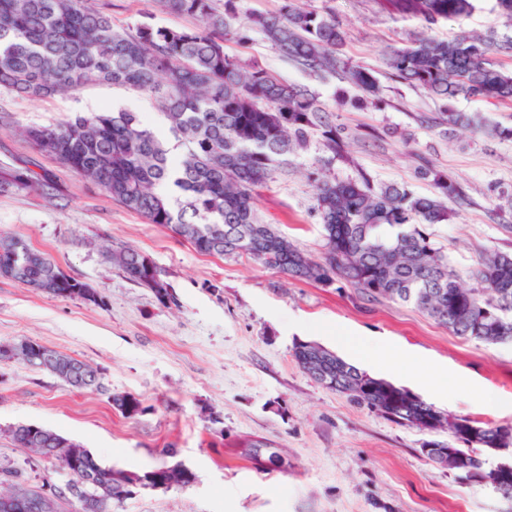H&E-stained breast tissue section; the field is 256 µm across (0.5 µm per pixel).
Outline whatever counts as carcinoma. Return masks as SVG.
I'll use <instances>...</instances> for the list:
<instances>
[{
  "instance_id": "carcinoma-1",
  "label": "carcinoma",
  "mask_w": 512,
  "mask_h": 512,
  "mask_svg": "<svg viewBox=\"0 0 512 512\" xmlns=\"http://www.w3.org/2000/svg\"><path fill=\"white\" fill-rule=\"evenodd\" d=\"M196 20L191 27H164L150 17L120 26L94 0H0V91L48 98L98 83H112L152 95L180 147L173 157L135 112H93L54 125L29 127L25 135L41 154L97 185L127 210L169 230L204 255L247 256L287 276L329 287L345 282L364 295L411 303L456 336L487 344L512 341V253L482 255L460 282L448 255L431 240L427 227L448 221L447 202L465 200L447 174L422 164L418 174L434 193L416 196L406 186L374 185L360 171L332 180L315 169L318 182L313 212L323 228V252L314 258L256 213L258 189L288 165V157L308 149L317 137L336 155L342 128L306 87L283 81L257 63L225 49V42L260 33L288 61L315 77L339 76L359 95L337 100L359 109L385 105L373 71L342 54L346 32L319 12L283 0L278 12L234 25L237 0H160ZM401 15L431 26L470 15L475 0H389ZM493 43L479 37L424 36L394 48L386 72L400 83L419 87L435 100L458 97L512 100V74L488 57ZM465 112L440 113L436 126L468 127ZM0 186H45L32 170L0 172ZM106 259L130 281L166 304L174 301L167 274L130 247L106 251ZM14 270L16 282L61 298L99 303L90 286L66 274L47 253L19 238L0 240V269ZM53 361L34 362L14 343L0 342V364L19 360L70 383L64 369L76 358L47 350ZM296 365L316 382L388 420L436 432L444 427L465 447L452 449L457 476L476 483L488 477L477 448L512 451V425L479 424L448 416L410 392L373 378L336 353L310 342L291 351ZM126 418L143 411L134 396H112ZM12 440L44 457L68 461L79 444L50 429L29 436L15 425ZM267 444L254 441L241 454L262 461ZM77 460L91 471L85 489L94 499L90 512H110L134 490L158 487L160 468L142 473L102 465L86 448Z\"/></svg>"
}]
</instances>
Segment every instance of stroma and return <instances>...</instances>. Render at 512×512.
I'll return each instance as SVG.
<instances>
[{"mask_svg": "<svg viewBox=\"0 0 512 512\" xmlns=\"http://www.w3.org/2000/svg\"><path fill=\"white\" fill-rule=\"evenodd\" d=\"M332 17L347 34L344 54L374 71L384 109L338 106L337 79L322 81L285 60L259 33L227 50L303 85L334 113L346 142L329 177L358 171L374 183L405 184L430 195L417 177L423 162L457 180L465 203L449 202L448 223L430 226L435 244L459 272L485 250L512 253V140L466 132L442 134L430 125L441 105L423 89L388 79V51L411 45L423 32L512 39V21L495 0H478L467 17L425 27L392 11L388 0H299ZM120 25L152 17L163 26L190 25L158 0H95ZM125 109L160 139L171 133L154 99L97 84L47 99L0 92V170L28 168L47 187L0 189V238L13 236L43 251L69 275L86 282L101 304L55 297L0 277V340H33L98 366L103 387L73 390L48 372L16 361L0 365V464L24 469L31 485L65 486L58 464L37 461L9 430L30 424L57 431L87 448L103 465L143 472L165 461L164 449L196 475L194 484L141 490L112 512H512L492 488L460 481L421 452L423 442L453 443L397 425L307 377L291 357L301 341L322 342V325L396 342L407 354L425 353L447 366L436 409L458 418L512 425L503 414L463 398L461 381L512 398V342L485 344L452 335L414 305L373 300L339 282L323 287L288 278L247 257L198 253L57 160L37 152L24 135L77 113ZM324 150L312 141L259 192L257 208L301 249L322 252L321 225L312 213L316 184L308 173ZM128 246L167 272L175 303L109 263L105 247ZM116 394L141 400L129 419L112 407ZM263 439L279 448L284 465L245 459L240 447Z\"/></svg>", "mask_w": 512, "mask_h": 512, "instance_id": "stroma-1", "label": "stroma"}]
</instances>
